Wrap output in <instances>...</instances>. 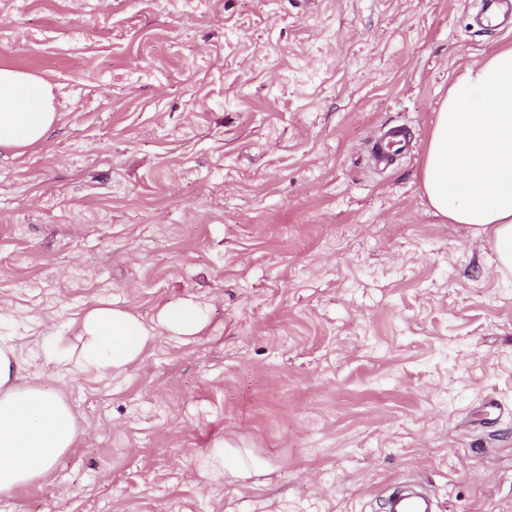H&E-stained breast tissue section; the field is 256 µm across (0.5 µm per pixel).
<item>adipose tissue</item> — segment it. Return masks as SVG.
<instances>
[{
	"instance_id": "adipose-tissue-1",
	"label": "adipose tissue",
	"mask_w": 512,
	"mask_h": 512,
	"mask_svg": "<svg viewBox=\"0 0 512 512\" xmlns=\"http://www.w3.org/2000/svg\"><path fill=\"white\" fill-rule=\"evenodd\" d=\"M57 119L50 86L0 68V150L44 140ZM431 207L486 237L499 270L512 271V45L472 62L449 85L434 115L421 165ZM149 328L132 312L97 306L83 322L77 355L46 347L59 365L72 362L121 372L141 356ZM24 369L0 342V492L45 475L77 437L73 407L38 386L19 387Z\"/></svg>"
}]
</instances>
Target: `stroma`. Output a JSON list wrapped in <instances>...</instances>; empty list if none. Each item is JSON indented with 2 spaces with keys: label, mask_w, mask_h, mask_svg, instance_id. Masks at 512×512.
<instances>
[{
  "label": "stroma",
  "mask_w": 512,
  "mask_h": 512,
  "mask_svg": "<svg viewBox=\"0 0 512 512\" xmlns=\"http://www.w3.org/2000/svg\"><path fill=\"white\" fill-rule=\"evenodd\" d=\"M470 0H0V67L57 123L0 151V339L79 435L0 512H512V273L419 169L466 66L512 44ZM408 126L392 170L373 134ZM153 329L58 371L95 302ZM198 305L180 335L164 307ZM229 450L250 477L213 471ZM383 510L385 512H438L432 496L422 495L408 485L390 489L385 498Z\"/></svg>",
  "instance_id": "1"
}]
</instances>
